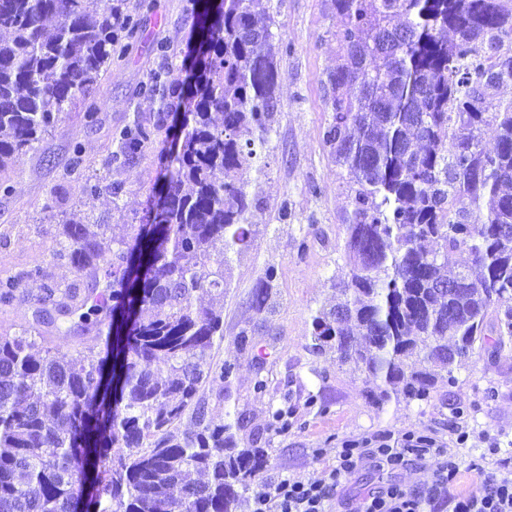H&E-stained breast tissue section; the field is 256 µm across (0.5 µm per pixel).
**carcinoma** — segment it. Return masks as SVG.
Wrapping results in <instances>:
<instances>
[{
	"label": "carcinoma",
	"mask_w": 512,
	"mask_h": 512,
	"mask_svg": "<svg viewBox=\"0 0 512 512\" xmlns=\"http://www.w3.org/2000/svg\"><path fill=\"white\" fill-rule=\"evenodd\" d=\"M124 0H0V173L39 148L85 100L123 39L139 33ZM338 64L327 76L324 134L349 176L340 297L312 317V352L365 375L382 409L423 401L478 351L512 346V0H331ZM209 32L184 125L163 157L149 224L116 235L92 212L59 224L50 263L0 277V305L28 301L31 320L0 336V512H237L269 456L239 447L242 420H207L200 387L213 365L229 253L247 248L255 197L241 179L258 162L276 112L270 0H192ZM141 93L160 101L157 75ZM157 123L120 133L127 165ZM494 132L491 150L484 130ZM465 265L448 273V255ZM252 293L262 313L276 279ZM41 282L35 295L23 289ZM45 328L106 335L109 349L34 352ZM192 411L197 429L176 424Z\"/></svg>",
	"instance_id": "obj_1"
}]
</instances>
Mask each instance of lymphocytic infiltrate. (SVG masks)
Returning a JSON list of instances; mask_svg holds the SVG:
<instances>
[{
  "label": "lymphocytic infiltrate",
  "mask_w": 512,
  "mask_h": 512,
  "mask_svg": "<svg viewBox=\"0 0 512 512\" xmlns=\"http://www.w3.org/2000/svg\"><path fill=\"white\" fill-rule=\"evenodd\" d=\"M431 458L439 462L431 485L408 489L391 483L352 506L339 496L366 461L395 471L406 462ZM458 471L454 456L426 437L409 434L397 442L384 438L373 448L337 449L336 462L322 479L288 476L261 488L252 497L251 512H512L511 469L482 473L475 491L454 494L450 487Z\"/></svg>",
  "instance_id": "1"
}]
</instances>
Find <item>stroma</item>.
<instances>
[{"label":"stroma","mask_w":512,"mask_h":512,"mask_svg":"<svg viewBox=\"0 0 512 512\" xmlns=\"http://www.w3.org/2000/svg\"><path fill=\"white\" fill-rule=\"evenodd\" d=\"M187 4L153 0L146 10L141 0H124L125 10L141 23L140 39L118 45L93 95L63 113L39 151L22 156L7 174L15 190L0 194V277L46 262L61 214L84 199V181L122 188L119 204L105 195L95 201L93 213L101 223H144L149 201L162 186L164 136L147 143L130 165L113 164L109 156L123 129L173 120V113H160L158 101L140 89L159 72L175 86L184 78L193 28ZM270 16L278 105L261 169L247 175L258 199L252 221L259 233L248 250L231 257V283L220 304L224 334L216 338L211 358L217 366L235 362L237 370L231 381L216 376L203 383L199 397L208 418L221 423L240 416L247 432L260 435L271 458L263 475L267 482L288 475L322 478L344 442L414 431L454 454L460 465L456 491L475 490L480 471L512 467V347L473 358L455 370L454 384L438 386L428 400L381 409L362 395L359 374L308 349L311 318L332 301L331 281L345 269L348 175L324 142L330 119L325 80L336 65V18L330 0H271ZM159 42L167 46L166 55L155 52ZM91 106L98 112L92 128L83 118ZM76 145L85 169L81 179L69 180L64 169ZM271 265L278 277L259 314L251 292ZM244 328L252 345L241 350L235 338ZM259 375L268 382L260 393L254 389ZM313 395L319 404H310ZM279 407L292 410L283 433L269 428ZM456 407L466 416L453 424L450 411ZM435 468L432 459L393 472L369 461L341 494L355 502L390 482L421 488L432 483Z\"/></svg>","instance_id":"35a3bbf8"}]
</instances>
